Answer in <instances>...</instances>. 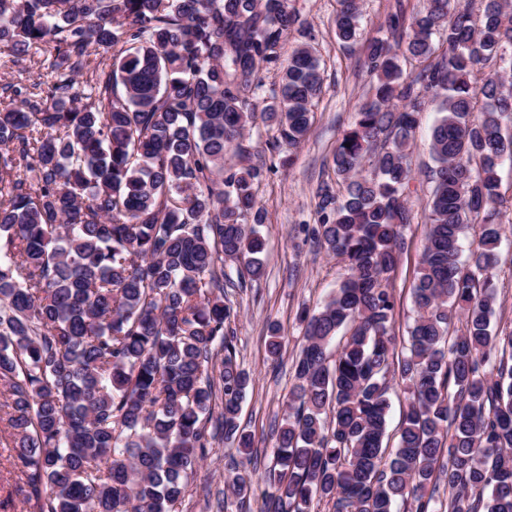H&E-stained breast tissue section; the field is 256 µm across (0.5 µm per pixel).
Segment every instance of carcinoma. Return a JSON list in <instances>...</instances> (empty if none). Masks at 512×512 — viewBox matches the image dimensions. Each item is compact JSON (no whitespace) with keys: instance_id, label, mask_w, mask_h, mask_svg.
<instances>
[{"instance_id":"carcinoma-1","label":"carcinoma","mask_w":512,"mask_h":512,"mask_svg":"<svg viewBox=\"0 0 512 512\" xmlns=\"http://www.w3.org/2000/svg\"><path fill=\"white\" fill-rule=\"evenodd\" d=\"M479 2L476 19L473 0H424L409 20L389 16L397 49L366 46L374 83L333 153L345 194L320 182L311 228L347 274L302 318L258 512H310L315 498L333 512H512V331L491 327L512 0ZM337 4L349 46L358 0ZM294 30L306 42L261 106L259 67L279 64ZM313 39L288 0H0L12 62L54 58L47 87L0 101V422L37 512H175L207 449L251 454L238 414L252 378L226 331L224 264L263 275L267 214L262 171L225 161L245 157L258 123L276 149L304 141L322 88ZM82 73L92 102L79 106ZM431 103L430 224L398 354L388 280L411 224L410 141ZM471 224L482 230L466 267ZM391 378L409 402L389 450ZM227 490L242 500L251 479Z\"/></svg>"}]
</instances>
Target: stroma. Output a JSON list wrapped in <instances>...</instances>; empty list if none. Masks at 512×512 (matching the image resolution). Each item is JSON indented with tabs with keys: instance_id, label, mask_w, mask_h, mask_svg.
I'll return each instance as SVG.
<instances>
[{
	"instance_id": "1",
	"label": "stroma",
	"mask_w": 512,
	"mask_h": 512,
	"mask_svg": "<svg viewBox=\"0 0 512 512\" xmlns=\"http://www.w3.org/2000/svg\"><path fill=\"white\" fill-rule=\"evenodd\" d=\"M301 20L310 24L323 69L322 92L315 101L312 125L305 141L287 154L272 146L273 134L263 127L245 136L250 162L263 170L259 200L268 212L262 227L266 240L265 273L260 279L233 275L224 287V301L234 311L229 325L235 336L237 360L252 377L241 404L239 422L254 437L251 457L222 444L210 448L177 512H207L205 499H216L229 475L241 473L253 480L247 501L226 495V512H258L269 489L266 480L273 460V428L288 411V392L293 384L292 366L304 343L298 315L302 309L320 307L345 274V264L328 256L307 233L315 224L318 183L331 172L332 154L344 130L355 120L358 105L372 83L362 67L360 47L343 48L334 33L336 0H290ZM422 0H360V39L387 38L386 20L395 11L412 16ZM50 83L51 72L42 54L10 69L0 65V96H12L20 86ZM436 114L423 112L410 147L412 179L408 204L412 221L404 232L400 262L391 274L394 295L393 332L407 335L414 316L411 289L419 265L428 223L427 203L432 191L426 174L432 167L431 129ZM499 263L494 275L498 303L492 322L512 330V206L503 212ZM284 338L280 357L267 350L270 325ZM8 434L0 433V501L9 500L6 512H36L18 488L16 471L8 461Z\"/></svg>"
}]
</instances>
